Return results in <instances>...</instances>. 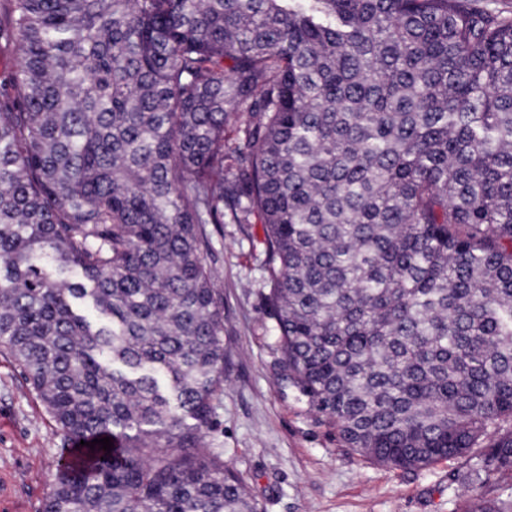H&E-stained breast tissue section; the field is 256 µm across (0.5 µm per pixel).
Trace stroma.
<instances>
[{
    "mask_svg": "<svg viewBox=\"0 0 512 512\" xmlns=\"http://www.w3.org/2000/svg\"><path fill=\"white\" fill-rule=\"evenodd\" d=\"M224 302V386L207 441L264 512H462L469 464L457 457L392 469L345 448L335 429L280 381L259 224H209ZM65 437L10 354L0 352V512H41Z\"/></svg>",
    "mask_w": 512,
    "mask_h": 512,
    "instance_id": "35a3bbf8",
    "label": "stroma"
}]
</instances>
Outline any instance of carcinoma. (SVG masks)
I'll return each instance as SVG.
<instances>
[{"label":"carcinoma","instance_id":"obj_1","mask_svg":"<svg viewBox=\"0 0 512 512\" xmlns=\"http://www.w3.org/2000/svg\"><path fill=\"white\" fill-rule=\"evenodd\" d=\"M0 41V349L79 453L42 512H262L204 443L207 224L264 225L283 376L345 447L466 457V512H512V15L0 0Z\"/></svg>","mask_w":512,"mask_h":512}]
</instances>
